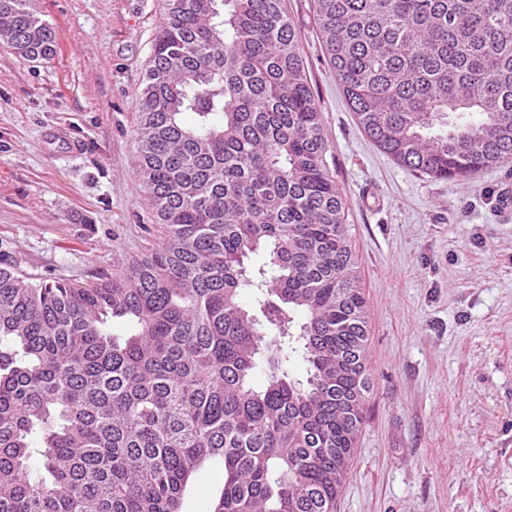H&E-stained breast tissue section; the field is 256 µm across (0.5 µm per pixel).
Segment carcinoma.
Here are the masks:
<instances>
[{"instance_id": "obj_1", "label": "carcinoma", "mask_w": 512, "mask_h": 512, "mask_svg": "<svg viewBox=\"0 0 512 512\" xmlns=\"http://www.w3.org/2000/svg\"><path fill=\"white\" fill-rule=\"evenodd\" d=\"M313 9L359 123L398 164L460 180L512 160V0ZM0 41L27 61L58 46L31 0H0ZM136 137L160 248L91 288L0 266V512H179L208 459L224 462L213 512H336L368 391L366 304L281 0H164ZM267 336L302 352L306 383L269 357L253 386Z\"/></svg>"}]
</instances>
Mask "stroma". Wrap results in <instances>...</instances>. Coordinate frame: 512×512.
<instances>
[{"mask_svg":"<svg viewBox=\"0 0 512 512\" xmlns=\"http://www.w3.org/2000/svg\"><path fill=\"white\" fill-rule=\"evenodd\" d=\"M58 50L0 42V264L90 287L158 248L137 179L136 118L163 0H33ZM346 201L369 330L370 378L336 512H512V162L449 183L381 151L324 51L312 0H282ZM60 130L80 152L49 141ZM214 460L181 512H212Z\"/></svg>","mask_w":512,"mask_h":512,"instance_id":"1","label":"stroma"}]
</instances>
